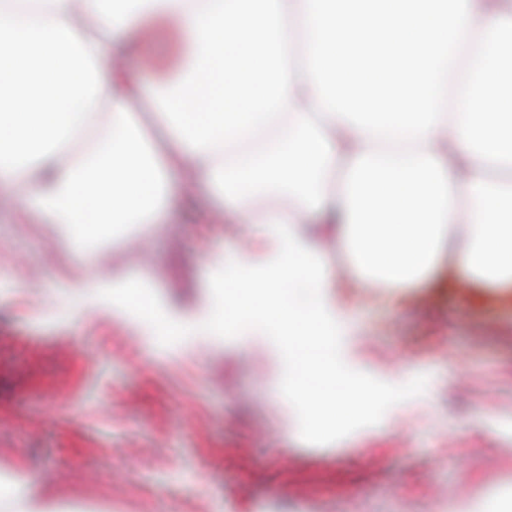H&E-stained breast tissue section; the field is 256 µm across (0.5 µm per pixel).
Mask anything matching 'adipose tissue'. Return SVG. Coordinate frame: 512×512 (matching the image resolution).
Segmentation results:
<instances>
[{"label":"adipose tissue","instance_id":"obj_1","mask_svg":"<svg viewBox=\"0 0 512 512\" xmlns=\"http://www.w3.org/2000/svg\"><path fill=\"white\" fill-rule=\"evenodd\" d=\"M481 3L470 0L467 63L439 123L396 147L315 118L320 99L294 65L304 0H0V200L25 189L34 221L88 240L189 203L168 179L192 170L259 229L254 247L221 258L220 304L204 325L244 343L260 322L283 340L305 429L330 433L373 411L376 395L341 360L353 321L329 289L409 288L448 256L488 286H512V17L484 19ZM158 16L192 48L184 79L159 99L126 69ZM142 102L165 116L164 144L142 133ZM283 122L292 137L268 144ZM493 169L507 180L489 181ZM273 190L296 207L256 210ZM334 198L345 217L334 236L352 255L341 277L306 230Z\"/></svg>","mask_w":512,"mask_h":512}]
</instances>
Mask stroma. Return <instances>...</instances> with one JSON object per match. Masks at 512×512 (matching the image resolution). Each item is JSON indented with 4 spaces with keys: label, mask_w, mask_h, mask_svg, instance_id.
Wrapping results in <instances>:
<instances>
[{
    "label": "stroma",
    "mask_w": 512,
    "mask_h": 512,
    "mask_svg": "<svg viewBox=\"0 0 512 512\" xmlns=\"http://www.w3.org/2000/svg\"><path fill=\"white\" fill-rule=\"evenodd\" d=\"M145 52L146 92L184 76L190 49L166 22ZM195 199L189 215L113 226L93 268L71 230L0 205V478L38 475L46 512H428L434 486L466 512L512 486V304L489 292L347 291L350 364L438 394L384 404L340 444L303 433L271 338L161 339L101 304L96 282L118 277L173 319L212 309L218 257L254 228L202 223L217 196Z\"/></svg>",
    "instance_id": "obj_1"
}]
</instances>
